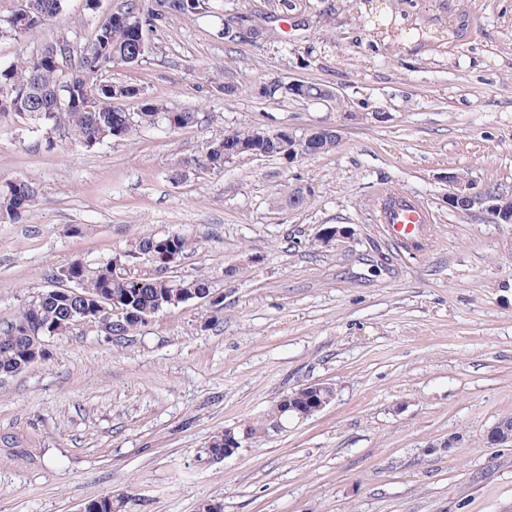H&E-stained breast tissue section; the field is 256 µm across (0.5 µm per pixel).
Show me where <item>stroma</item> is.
<instances>
[{"label": "stroma", "instance_id": "obj_1", "mask_svg": "<svg viewBox=\"0 0 512 512\" xmlns=\"http://www.w3.org/2000/svg\"><path fill=\"white\" fill-rule=\"evenodd\" d=\"M128 2L65 0L34 36L0 39V67L85 41ZM149 39L107 77L197 113L192 126L88 151L0 125V182L38 188L0 223V326L61 267L150 235L188 237L169 276L208 277L223 304L170 307L119 340L52 336L44 360L0 377V512L105 495L123 512H512V446L487 440L512 418V224L451 211L445 180L512 188V0H209ZM294 80L340 100L254 92ZM322 126L339 134L325 154L196 166L227 131ZM295 188L308 203L289 205ZM388 191L433 213L422 249L377 223ZM330 225L351 237L322 245ZM315 383L335 388L329 406L269 428L283 395ZM249 427L209 458L214 436ZM223 434L224 436L222 437V442L221 437L216 435L211 440L209 448L207 449V453L209 455L213 454L215 458H219L223 455L224 459L228 458L232 456L240 447V441L236 437L235 431L233 429H225Z\"/></svg>", "mask_w": 512, "mask_h": 512}]
</instances>
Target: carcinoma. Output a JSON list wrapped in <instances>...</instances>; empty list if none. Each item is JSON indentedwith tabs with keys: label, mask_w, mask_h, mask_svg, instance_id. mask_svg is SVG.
<instances>
[{
	"label": "carcinoma",
	"mask_w": 512,
	"mask_h": 512,
	"mask_svg": "<svg viewBox=\"0 0 512 512\" xmlns=\"http://www.w3.org/2000/svg\"><path fill=\"white\" fill-rule=\"evenodd\" d=\"M39 14L26 22L29 32L37 31L59 14L64 0H40ZM207 0H176L170 14L201 13ZM157 14L129 8L116 12L95 28L91 53L81 57L74 70L59 69L54 49L46 47L17 63L0 68V123L15 118L31 120L44 132L93 149L113 139L128 138L146 126L165 125L178 130L194 124V112H174L158 100L144 96L129 84L104 78L116 65L142 61L151 50L147 32ZM89 93L99 95L104 106L96 112L84 108ZM128 100L137 101L136 110L123 109ZM308 134L283 132L263 137L256 128L234 130L212 139L198 166L221 171L241 156L258 154L289 162L298 159L299 142ZM37 194L28 180L0 185V221L19 222ZM191 247L180 234L139 239L129 257L145 255L157 264L155 274L142 276L126 271L127 260L115 257L97 265L79 260L70 262L56 274L58 286L32 299L15 319L0 329V377L21 372L47 355L46 336H68L73 331L92 329L109 336H127L145 324V319L185 299H203L212 294L210 280L204 276L172 280L164 271ZM77 289L75 297L66 287ZM125 309L122 319L110 315L112 302ZM123 503L110 496L92 499L82 512H121Z\"/></svg>",
	"instance_id": "1"
}]
</instances>
